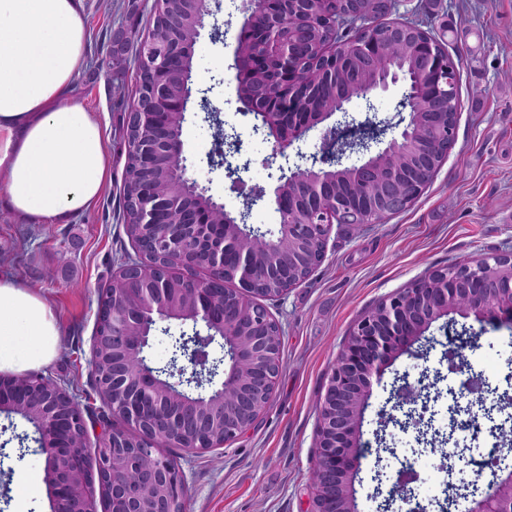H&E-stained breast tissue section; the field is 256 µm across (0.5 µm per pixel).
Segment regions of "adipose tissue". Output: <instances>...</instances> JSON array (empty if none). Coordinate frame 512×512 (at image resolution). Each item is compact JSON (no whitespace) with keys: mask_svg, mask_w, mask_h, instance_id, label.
Returning a JSON list of instances; mask_svg holds the SVG:
<instances>
[{"mask_svg":"<svg viewBox=\"0 0 512 512\" xmlns=\"http://www.w3.org/2000/svg\"><path fill=\"white\" fill-rule=\"evenodd\" d=\"M86 42L83 0H0V171L29 224L87 210L110 178L98 121L64 100ZM59 347L47 301L0 275V374L47 366Z\"/></svg>","mask_w":512,"mask_h":512,"instance_id":"ef3b65f1","label":"adipose tissue"}]
</instances>
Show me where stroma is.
Instances as JSON below:
<instances>
[{
  "mask_svg": "<svg viewBox=\"0 0 512 512\" xmlns=\"http://www.w3.org/2000/svg\"><path fill=\"white\" fill-rule=\"evenodd\" d=\"M84 0L88 21L87 60L75 76L66 102L83 106L98 119L107 141L111 178L98 200L62 224L37 226L16 219L6 205L0 179V270L46 298L61 331L55 360L42 375L65 386L93 418L90 435L102 431L109 411L93 390L90 347L100 290L133 246L123 221L121 140L124 110L132 104L134 70L118 89L100 62L108 56L118 28L146 35L153 0ZM240 0H221L214 15L220 41L201 38L191 80L202 87L220 74L224 86L211 94L225 125L246 137L249 159L243 179L269 185L267 159L272 145L252 135V116L243 114L232 69L235 35L243 22ZM438 14L448 31V52L462 59L457 143L433 182L407 211L381 224L334 227L326 257L305 281L268 300L282 327V369L270 404L256 423L222 448L169 454L186 476L188 512H310L316 404L327 375L356 321L379 300L435 266L512 252V0H440ZM199 99L187 105L182 140L190 172L217 202L238 212L243 199L229 189L222 170L207 155L214 130L203 121ZM440 351L429 360L403 354L372 387L362 432L364 440L384 432L388 447L400 446L398 429L384 427L383 412L395 375L418 378L438 369ZM470 362L483 370L494 391L512 395V327L486 326ZM44 458L26 455L0 473L11 495L0 512H51L48 495L23 502L15 495L19 474L42 473Z\"/></svg>",
  "mask_w": 512,
  "mask_h": 512,
  "instance_id": "stroma-1",
  "label": "stroma"
}]
</instances>
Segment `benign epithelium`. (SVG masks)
<instances>
[{
  "mask_svg": "<svg viewBox=\"0 0 512 512\" xmlns=\"http://www.w3.org/2000/svg\"><path fill=\"white\" fill-rule=\"evenodd\" d=\"M267 0H243V13L261 14L265 26H245L236 33L234 65L242 66L246 35L254 47L288 80L297 78L302 60L297 48L315 43L305 25L308 6L322 0H281L282 9L265 10ZM211 15L207 0H155L152 31L165 29L159 42L142 40L135 76V100L123 119L125 142L141 169L152 171L157 161L178 147L173 157L177 180L163 191L153 179L133 185L135 205L126 224L136 227L131 237L135 256L119 263L112 302L98 296L91 346L94 389L122 423L91 444L84 409L61 384L41 374H24L5 381L0 375V413L30 421L44 455V482L51 512H95L86 485L96 471L104 512H187L186 479L180 466L161 450L159 441L192 453H203L234 441L265 411L282 369V330L263 299L278 298L302 283L323 262L337 224L376 223L408 209L425 190L421 177L448 157L456 143L449 120L431 101L415 107L411 76L394 70L384 79H348L336 106L316 112L303 125L284 130V116L274 105L275 93L261 79L244 80L237 73V97L247 102L254 133L273 143L268 166L276 209L283 201L292 216H280L276 231L251 233L250 210L234 213L213 200L208 189L189 174L182 132L186 102L181 86L191 75L195 46ZM375 22L367 21L340 46L316 43L319 55L336 59L351 49L367 65L377 51L372 39ZM191 31L192 36L183 35ZM385 37L402 45L413 68L431 81H450L443 58L422 29L408 23L384 28ZM402 81L397 122L364 140L360 151L368 158L345 166L341 157L328 168L286 167V150L308 132L339 114L325 128L323 140L360 126L348 105ZM401 128L398 136L383 139ZM231 149L227 161L213 162L224 148L212 149L208 162L223 168L238 192L247 183L238 176L244 140L236 128L224 133ZM459 316L480 327L512 323V252L479 257L451 267L427 270L405 287L380 300L364 313L347 335L317 401L318 424L312 477V512H357L354 482L361 470V423L369 406L373 381L415 345L428 340L426 332L440 319ZM182 327L171 333L169 322ZM166 326L159 328L157 323ZM165 335L170 357L156 371L133 368L148 360L153 332ZM222 348L230 358L202 350ZM406 415L405 425L419 430V440L431 429L425 419L428 400L408 382L392 385ZM470 497L469 512H512V472L497 475L489 493L472 495L473 482L463 483Z\"/></svg>",
  "mask_w": 512,
  "mask_h": 512,
  "instance_id": "obj_1",
  "label": "benign epithelium"
}]
</instances>
